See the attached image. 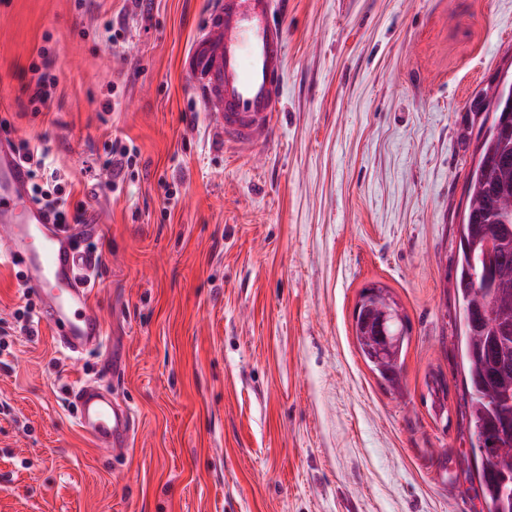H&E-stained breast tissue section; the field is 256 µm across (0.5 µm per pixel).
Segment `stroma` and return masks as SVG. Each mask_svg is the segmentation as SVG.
I'll return each instance as SVG.
<instances>
[{
  "label": "stroma",
  "mask_w": 512,
  "mask_h": 512,
  "mask_svg": "<svg viewBox=\"0 0 512 512\" xmlns=\"http://www.w3.org/2000/svg\"><path fill=\"white\" fill-rule=\"evenodd\" d=\"M207 2L0 0V123L102 225L106 329L78 359L46 325L26 336L0 260V512H485L454 282L512 0H287L279 126L239 150L184 67ZM43 46L59 95L27 112ZM114 137L137 153L118 195L99 167ZM373 282L411 324L399 393L353 333ZM105 356L136 419L120 458L67 400ZM437 373L443 414L423 400Z\"/></svg>",
  "instance_id": "35a3bbf8"
}]
</instances>
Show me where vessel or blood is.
Returning <instances> with one entry per match:
<instances>
[{
	"label": "vessel or blood",
	"mask_w": 512,
	"mask_h": 512,
	"mask_svg": "<svg viewBox=\"0 0 512 512\" xmlns=\"http://www.w3.org/2000/svg\"><path fill=\"white\" fill-rule=\"evenodd\" d=\"M277 12L276 0H213L185 56L200 107L225 146L266 143L278 126L287 39ZM0 257L23 268L59 347L78 356L104 343L105 327L82 280L89 255L32 199L28 171L4 141ZM69 399L78 427L99 447L115 457L128 451L135 431L128 405L95 380L71 388Z\"/></svg>",
	"instance_id": "obj_1"
}]
</instances>
